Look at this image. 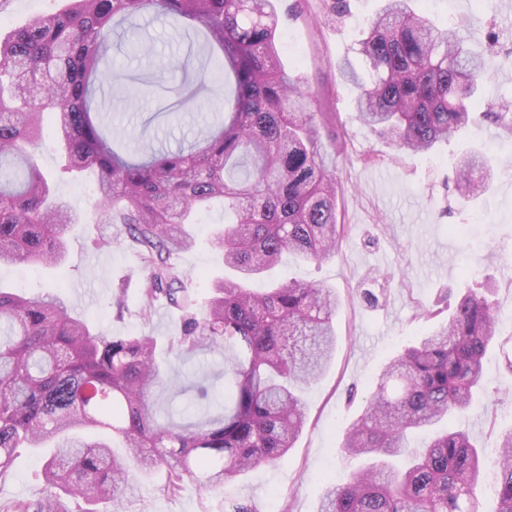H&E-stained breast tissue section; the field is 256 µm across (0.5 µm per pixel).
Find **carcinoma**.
<instances>
[{"label": "carcinoma", "mask_w": 512, "mask_h": 512, "mask_svg": "<svg viewBox=\"0 0 512 512\" xmlns=\"http://www.w3.org/2000/svg\"><path fill=\"white\" fill-rule=\"evenodd\" d=\"M412 0H385L338 63L356 89L358 118L397 149L433 153L483 116L512 134V108L481 89L511 61L469 48L471 29L436 25ZM153 12L186 37L202 36L212 68L185 82L158 112H174L227 84L205 134L187 147L137 153L102 118L103 66L112 35ZM276 0H67L0 36V267L58 266L68 231L85 214L58 195L32 149L44 113L65 157L62 172L93 171L96 224H120L148 272L151 312L164 298L182 315L170 350L224 352L218 412L178 425L156 416V394L183 393L164 376L154 336H114L72 313L59 294L30 297L0 288V477L22 448H50L44 496L7 512H101L136 476L168 471L218 489L294 447L306 422L302 388L336 349L335 289L265 281L288 254L321 263L336 255L346 224L337 206L328 149L335 113L315 112L309 82L286 70ZM492 159L481 146L454 162L463 199L482 197ZM219 201L213 238L231 275L215 281L196 312L173 257L193 246L186 225ZM483 292H466L448 322L430 328L379 374L341 451L368 465L327 487L318 512H480V450L468 432L434 427L467 414L483 389V360L499 313ZM431 437L412 450L408 436ZM119 438L128 457L112 452ZM494 512H512V428L498 442Z\"/></svg>", "instance_id": "obj_1"}]
</instances>
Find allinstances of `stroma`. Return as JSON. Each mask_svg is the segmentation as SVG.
<instances>
[{"label":"stroma","instance_id":"1","mask_svg":"<svg viewBox=\"0 0 512 512\" xmlns=\"http://www.w3.org/2000/svg\"><path fill=\"white\" fill-rule=\"evenodd\" d=\"M437 23L465 25L482 19L472 46L505 56L512 51V8L505 0H414ZM284 13L279 43L284 64L306 78L317 96L335 112L344 131V155L332 157L341 188L338 210L347 224L333 259L322 264L282 263L286 277L315 281L336 288L342 299L334 320L336 355L324 375L304 388L308 422L294 448L272 465H261L224 489L207 490L184 483L167 490L165 471L135 482L115 501L112 512H224L229 499L251 502L258 512H317L329 484L359 470L365 461L340 453L346 426L361 413L377 374L390 358L415 343L443 320L457 297L480 290L492 281V300L500 312H512V134L485 117H477L469 140L493 147L496 174L485 201L462 202L453 181L449 158L462 144L453 139L435 154L400 151L378 138L353 110L354 88L343 81L338 62L351 54L355 40L381 0H349L342 21L323 18V0H280ZM138 53L114 58L118 71L152 72L165 68L168 85L192 77L204 52L177 38L168 22L136 20ZM105 120L140 143L171 148L187 142L210 121L216 99L204 95L190 101L167 122L149 124L156 95L142 94L135 104L104 90ZM39 162L54 174L58 193L78 207L91 208L97 198L92 179L61 175L62 156L52 136L36 147ZM220 210L202 215L194 225L193 247L179 253L175 264L195 302H203L211 283L224 273L219 252L209 237L221 223ZM112 245L97 249L95 235ZM66 262L55 269H32L26 276L0 271V285L30 294L63 293L71 309L113 335H152L165 340L179 334L181 313L166 301H156L143 315L147 273L137 248L117 224H90L67 239ZM378 296L367 303L364 290ZM124 310H117L116 295ZM486 395L459 425L482 447L487 467H495L499 435L512 428V372L499 347L484 359ZM43 449L20 450L10 472L0 478V512L20 500L40 498L44 490Z\"/></svg>","mask_w":512,"mask_h":512}]
</instances>
